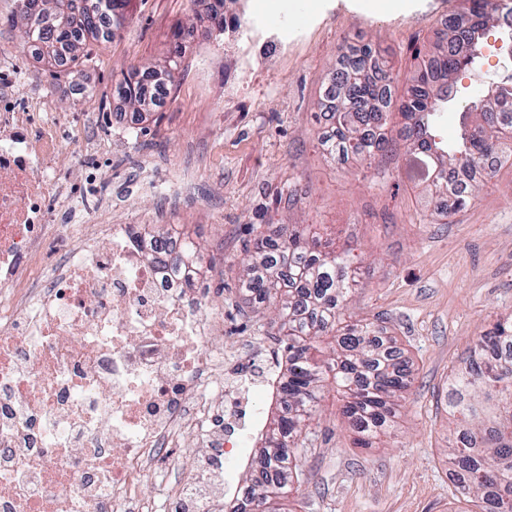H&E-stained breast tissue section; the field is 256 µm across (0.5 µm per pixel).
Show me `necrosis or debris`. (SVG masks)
<instances>
[{
  "label": "necrosis or debris",
  "instance_id": "obj_1",
  "mask_svg": "<svg viewBox=\"0 0 512 512\" xmlns=\"http://www.w3.org/2000/svg\"><path fill=\"white\" fill-rule=\"evenodd\" d=\"M69 123L45 102L0 94V512H202L220 500L261 422L244 361L264 343L224 341V308L189 283L180 243L137 224H59L50 204ZM71 241L47 272L45 244ZM238 421L233 445L225 421ZM205 444L193 477L159 502L141 474L166 449ZM83 449L70 468L65 448Z\"/></svg>",
  "mask_w": 512,
  "mask_h": 512
}]
</instances>
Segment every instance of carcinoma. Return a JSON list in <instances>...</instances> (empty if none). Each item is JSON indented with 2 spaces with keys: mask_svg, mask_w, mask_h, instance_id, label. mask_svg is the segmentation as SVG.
<instances>
[{
  "mask_svg": "<svg viewBox=\"0 0 512 512\" xmlns=\"http://www.w3.org/2000/svg\"><path fill=\"white\" fill-rule=\"evenodd\" d=\"M11 22L21 21L33 55L52 61L67 52V61L87 57L93 42L112 38V29L128 22L126 0H15ZM469 6L448 18L437 33L431 57L406 80L399 110L404 124L397 136L389 129L392 88L399 73L371 46L354 47L347 63L324 87L334 102L333 131L320 145L329 155H349L372 163L402 147L427 173L432 191L464 206L474 186L452 179L456 170L473 171L493 154L512 157L504 139L512 137V75L495 81L484 99L462 113L458 140L444 146L436 140L441 103L452 93L453 75L475 66L482 39L492 23L512 27V0H468ZM118 86L122 98L139 112L149 111L145 79ZM351 249L340 251L308 236L299 224H283L280 238L261 232L249 258L242 260L241 288L256 304L274 306L271 326L282 336L285 372L272 386L280 405L259 448L262 471L231 512H278L288 493L302 487L300 454L303 435L314 420L320 391L329 381L343 401L342 416L354 444L366 448L392 436L396 400L408 388L411 368L385 346L371 321L348 322L343 316L354 292ZM334 341L324 358L317 339ZM448 465L456 475L455 490L478 512H512V317L499 319L478 337L464 367L448 377Z\"/></svg>",
  "mask_w": 512,
  "mask_h": 512,
  "instance_id": "1",
  "label": "carcinoma"
}]
</instances>
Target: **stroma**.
<instances>
[{"mask_svg":"<svg viewBox=\"0 0 512 512\" xmlns=\"http://www.w3.org/2000/svg\"><path fill=\"white\" fill-rule=\"evenodd\" d=\"M464 0H249L260 24L233 41L211 29L214 0H128V25L94 44L88 61L36 62L20 28L4 23L0 52L17 69L14 89L67 114L62 177L91 195L56 203L60 221L101 215L197 242L205 255L191 280L224 307V340H261L279 351L273 310L239 288L241 260L262 225L305 224L336 248L352 247L356 292L347 320L386 327L410 362L394 439L358 448L332 388L302 456L306 493L282 512H466L448 469L445 386L478 336L512 316V166L482 183L461 208L443 209L414 179L404 155L366 164L324 153L323 88L349 47L371 45L408 74L428 53L448 14ZM305 19L287 37L272 19ZM177 68H168L171 56ZM162 68L166 94L149 111L117 92L132 72ZM473 71L455 76L440 126L456 140L460 112L476 96Z\"/></svg>","mask_w":512,"mask_h":512,"instance_id":"35a3bbf8","label":"stroma"}]
</instances>
